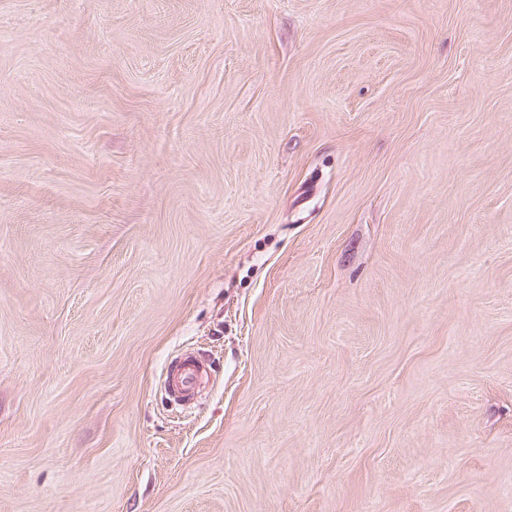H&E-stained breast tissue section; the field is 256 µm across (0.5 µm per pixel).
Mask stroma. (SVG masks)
<instances>
[{"instance_id": "stroma-1", "label": "stroma", "mask_w": 512, "mask_h": 512, "mask_svg": "<svg viewBox=\"0 0 512 512\" xmlns=\"http://www.w3.org/2000/svg\"><path fill=\"white\" fill-rule=\"evenodd\" d=\"M0 512H512V0H0ZM205 357L195 353H185L181 356L172 375L174 393L186 395L191 393L198 384L205 367Z\"/></svg>"}]
</instances>
